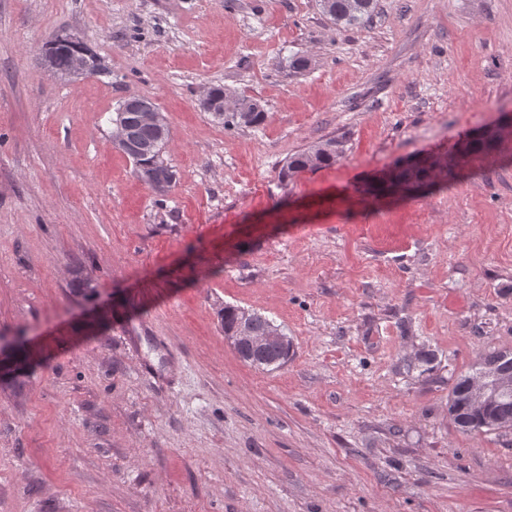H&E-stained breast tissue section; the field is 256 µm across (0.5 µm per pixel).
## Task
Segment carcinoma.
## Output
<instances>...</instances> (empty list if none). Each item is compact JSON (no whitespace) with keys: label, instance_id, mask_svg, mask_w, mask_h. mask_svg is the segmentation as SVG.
Returning a JSON list of instances; mask_svg holds the SVG:
<instances>
[{"label":"carcinoma","instance_id":"1","mask_svg":"<svg viewBox=\"0 0 512 512\" xmlns=\"http://www.w3.org/2000/svg\"><path fill=\"white\" fill-rule=\"evenodd\" d=\"M321 13L336 27L349 28L367 22L377 7V0H318ZM158 108V105L146 98H138V107L122 113V121L127 129L129 146L122 150L133 164L134 176L150 186L155 182L175 175L173 166L165 163L164 150L167 138L160 137L158 130L142 123L140 112ZM211 117L224 125V129L233 130L239 127H257L264 123L265 112L255 107V101L248 97H240V107L236 110L213 112ZM154 144L156 148L149 154L140 153L137 148ZM343 153V144L336 139H328L308 150L302 151L287 162L283 168V177H290L304 170H316L336 162ZM492 154L490 144L483 134H478L467 142V151L461 155V163L479 167ZM392 174L387 182H373L363 186L360 194L378 197L386 192L416 193L419 187L436 185L446 188L453 170L448 168L447 160L440 156H428L412 162H397L391 168ZM224 332L234 331L240 336H257L276 327L268 317L234 306H224L222 312ZM489 415L493 421L485 426L482 421L486 414L463 412L461 417L468 421L477 420L479 424L470 427H459L464 433H491L512 430V394L498 400Z\"/></svg>","mask_w":512,"mask_h":512}]
</instances>
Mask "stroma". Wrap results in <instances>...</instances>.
<instances>
[{
  "mask_svg": "<svg viewBox=\"0 0 512 512\" xmlns=\"http://www.w3.org/2000/svg\"><path fill=\"white\" fill-rule=\"evenodd\" d=\"M57 32L108 74L54 78ZM209 87L266 122L225 130ZM129 96L167 118L161 200L110 141ZM505 112L512 0H378L345 29L317 0H0V338L33 363L0 384V512H512V430L448 416L512 352V139L447 191L358 197ZM330 138L335 164L281 180ZM227 305L288 362L245 363ZM245 312V309L234 305L224 306V311L221 315L222 323L224 322V335L231 331H236V333H238L237 336H224V338L231 344L237 353L244 356V358H242L244 362L249 364L250 360L246 358V355L252 354L254 357L253 361L258 363L256 368L262 367V369H264L266 367H263V354L253 350L265 351L270 349H279L286 351L291 348L292 340L268 317L258 312L247 311L248 316L245 319ZM272 328L278 329H274L265 336H257ZM247 336H253L249 338V343L253 350L244 344L237 350L238 344L242 339L247 338Z\"/></svg>",
  "mask_w": 512,
  "mask_h": 512,
  "instance_id": "obj_1",
  "label": "stroma"
}]
</instances>
